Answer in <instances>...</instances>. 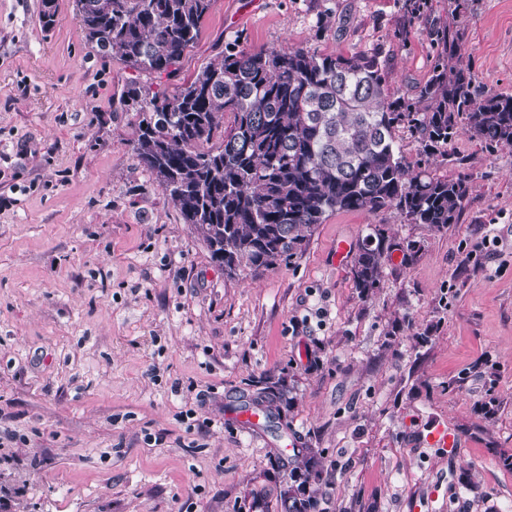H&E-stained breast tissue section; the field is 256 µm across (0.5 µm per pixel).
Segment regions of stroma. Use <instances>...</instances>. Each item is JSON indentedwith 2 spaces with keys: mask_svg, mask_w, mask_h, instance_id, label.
Listing matches in <instances>:
<instances>
[{
  "mask_svg": "<svg viewBox=\"0 0 512 512\" xmlns=\"http://www.w3.org/2000/svg\"><path fill=\"white\" fill-rule=\"evenodd\" d=\"M56 6L46 31L42 0H0V512H281L290 434L323 456L324 512H512V152L449 145L458 223L339 212L230 277L132 152L136 71ZM443 25L478 91L512 93V0H216L180 77L230 41L365 52L413 99ZM377 226L364 298L336 247ZM268 387L280 418L246 432ZM438 423L457 456L427 447Z\"/></svg>",
  "mask_w": 512,
  "mask_h": 512,
  "instance_id": "obj_1",
  "label": "stroma"
}]
</instances>
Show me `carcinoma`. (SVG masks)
Here are the masks:
<instances>
[{"label":"carcinoma","mask_w":512,"mask_h":512,"mask_svg":"<svg viewBox=\"0 0 512 512\" xmlns=\"http://www.w3.org/2000/svg\"><path fill=\"white\" fill-rule=\"evenodd\" d=\"M73 2L88 47L172 80L215 0ZM432 36L435 64L414 100L387 94L374 56L304 48L228 47L171 93L134 81L121 98L142 116L133 153L228 274L291 262L335 212L393 209L409 224H455L467 188L436 174L443 147L464 129L491 150H511L512 94L477 92L457 31ZM402 129L424 157L414 167ZM384 261L380 245L355 255L361 296L378 287ZM291 462L282 512H321L310 488L321 453L302 445Z\"/></svg>","instance_id":"carcinoma-1"}]
</instances>
